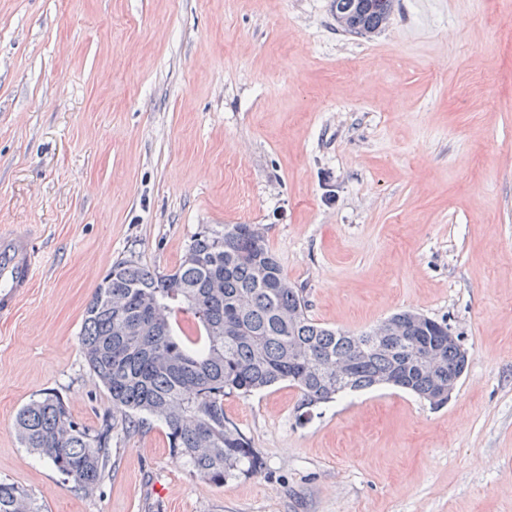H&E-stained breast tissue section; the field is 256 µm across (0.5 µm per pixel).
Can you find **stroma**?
Here are the masks:
<instances>
[{"mask_svg": "<svg viewBox=\"0 0 512 512\" xmlns=\"http://www.w3.org/2000/svg\"><path fill=\"white\" fill-rule=\"evenodd\" d=\"M227 224L262 225L318 323L447 320L450 401L305 416L282 383L224 399L259 473L197 477L154 419L114 425L98 491L64 482L14 419L47 392L111 417L79 345L98 283ZM2 225L39 269L0 315V481L43 512H512V0H399L368 38L331 0H0Z\"/></svg>", "mask_w": 512, "mask_h": 512, "instance_id": "obj_1", "label": "stroma"}]
</instances>
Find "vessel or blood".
I'll return each mask as SVG.
<instances>
[{"label": "vessel or blood", "instance_id": "b4317fda", "mask_svg": "<svg viewBox=\"0 0 512 512\" xmlns=\"http://www.w3.org/2000/svg\"><path fill=\"white\" fill-rule=\"evenodd\" d=\"M38 268L37 259L30 247L28 234L0 230V278L9 283L0 292V312H9L20 296L30 288Z\"/></svg>", "mask_w": 512, "mask_h": 512}]
</instances>
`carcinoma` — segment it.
Instances as JSON below:
<instances>
[{
	"label": "carcinoma",
	"mask_w": 512,
	"mask_h": 512,
	"mask_svg": "<svg viewBox=\"0 0 512 512\" xmlns=\"http://www.w3.org/2000/svg\"><path fill=\"white\" fill-rule=\"evenodd\" d=\"M395 6L332 4L336 28L362 37L380 31ZM303 292L288 280L260 225L204 227L168 273L133 261L113 265L86 305L80 350L112 412L137 429L150 417L162 421L173 453L216 485L261 467L249 439L224 415L227 395L286 382L309 409L381 384L423 399L448 389L458 361L446 321L400 311L353 334L310 318ZM179 313L192 316L196 335L177 330ZM338 359L351 365L339 385ZM15 428L22 447L78 489L96 491L112 470V424L87 432L56 393L24 405ZM0 512L41 508L22 487L0 481Z\"/></svg>",
	"instance_id": "1"
}]
</instances>
